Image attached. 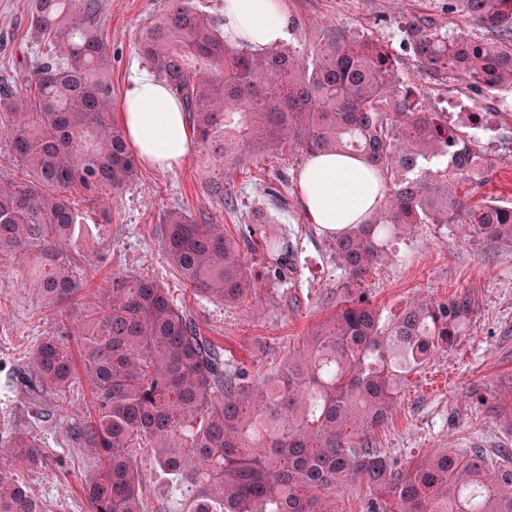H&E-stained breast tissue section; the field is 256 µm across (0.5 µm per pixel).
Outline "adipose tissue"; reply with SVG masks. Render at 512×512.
<instances>
[{
	"label": "adipose tissue",
	"instance_id": "1",
	"mask_svg": "<svg viewBox=\"0 0 512 512\" xmlns=\"http://www.w3.org/2000/svg\"><path fill=\"white\" fill-rule=\"evenodd\" d=\"M222 28L261 51L286 41L291 21L282 0H224ZM118 116L143 166L169 168L181 164L193 150L181 104L157 76L142 71L130 77ZM300 183L312 221L328 230L363 222L380 201L375 178L359 161L345 156L321 153L310 157Z\"/></svg>",
	"mask_w": 512,
	"mask_h": 512
}]
</instances>
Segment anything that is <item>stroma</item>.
Listing matches in <instances>:
<instances>
[{
	"mask_svg": "<svg viewBox=\"0 0 512 512\" xmlns=\"http://www.w3.org/2000/svg\"><path fill=\"white\" fill-rule=\"evenodd\" d=\"M172 2L96 0L98 26L112 53L113 99H120L132 68L146 65L135 46L139 31ZM32 5L33 0H0V83H15L21 62L35 58L28 31ZM284 6L295 46H317L330 27L384 40L424 105L446 111L449 123L473 137L477 150L492 161L482 198L512 202V109H500L504 102L512 106V93L485 97L456 78L434 80L400 41L405 22L416 19L490 42L494 32L464 14L449 13L448 0H284ZM15 85L17 100L27 103L29 88ZM305 162L299 154L252 160L231 172L220 200L203 193L205 176L196 156L164 171L144 167L138 180L119 192L106 224L100 206L72 188L90 226L78 241L83 280L74 298L78 313L95 309L114 279L152 280L168 288L201 333L223 348L230 366L253 376L274 370L326 320L349 286L329 233L307 215L299 180ZM261 210L276 216L274 231L287 235L294 250L295 270L287 279L273 278L261 252L247 251L256 287L228 304L197 292L169 264L159 234L165 213L205 215L236 238ZM26 265L20 256L0 260V437L24 428L41 445L45 467L22 471L20 479L45 512H91L84 486L97 462L86 449L71 446L56 415L60 407L75 416L87 411L93 398L88 380L77 376L65 405L47 400L43 417L35 419L25 396L12 389L11 378L26 370L31 349L58 327L54 308L21 287L18 272ZM361 290L385 317L423 297L465 292L476 303L470 328L455 349L432 356L409 375L398 412L375 435L378 447L402 464L444 448H480L491 456L512 448L506 420L512 406V241L487 240L464 224H425L394 241L388 260L369 273Z\"/></svg>",
	"mask_w": 512,
	"mask_h": 512,
	"instance_id": "35a3bbf8",
	"label": "stroma"
}]
</instances>
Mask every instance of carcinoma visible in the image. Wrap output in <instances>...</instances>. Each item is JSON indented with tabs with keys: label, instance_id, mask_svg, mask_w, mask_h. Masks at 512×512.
I'll return each mask as SVG.
<instances>
[{
	"label": "carcinoma",
	"instance_id": "carcinoma-1",
	"mask_svg": "<svg viewBox=\"0 0 512 512\" xmlns=\"http://www.w3.org/2000/svg\"><path fill=\"white\" fill-rule=\"evenodd\" d=\"M457 10L498 40L410 21L405 49L434 78L456 76L487 96L512 91V0H448V12ZM29 30L41 54L33 69L21 63L18 80L35 90L31 111L0 92V134L30 176L0 186V259L29 256L20 284L57 305L83 285L71 251L87 225L67 188L108 203L138 163L112 120L111 56L94 0H34ZM137 50L182 100L208 195L223 199L224 175L259 156L332 152L372 168L381 203L330 241L352 282L419 224L512 240V204L470 203L492 163L448 126V113L423 105L383 43L338 31L310 52L288 44L255 54L196 0H176ZM246 232L271 275L287 279L286 236L260 225ZM160 236L194 289L231 303L252 288L224 225L173 211ZM59 314L56 336L32 349L21 389L35 409L48 396L66 402L79 349L92 409L64 414L62 424L73 447L97 458L86 489L92 512H147L143 455L184 493L167 512H336L352 484L366 490L360 512H512V449L493 459L479 448L442 449L398 468L374 439L398 409L404 377L464 335L474 316L467 293L418 300L384 321L350 290L305 347L260 379L228 366L153 281L116 282L91 316L77 319L67 306ZM45 465L28 431L0 440V512H44L17 471Z\"/></svg>",
	"mask_w": 512,
	"mask_h": 512
}]
</instances>
